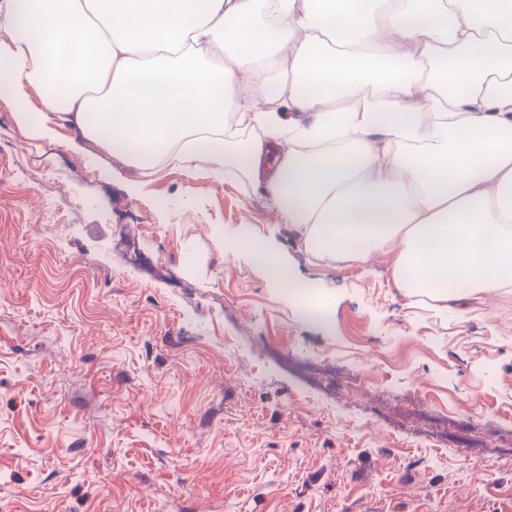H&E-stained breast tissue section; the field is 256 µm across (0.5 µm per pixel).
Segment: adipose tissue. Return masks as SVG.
<instances>
[{
	"label": "adipose tissue",
	"instance_id": "ef3b65f1",
	"mask_svg": "<svg viewBox=\"0 0 512 512\" xmlns=\"http://www.w3.org/2000/svg\"><path fill=\"white\" fill-rule=\"evenodd\" d=\"M65 3L0 0V89L42 131L217 178L236 148L310 250L394 245L438 298L512 288V0Z\"/></svg>",
	"mask_w": 512,
	"mask_h": 512
}]
</instances>
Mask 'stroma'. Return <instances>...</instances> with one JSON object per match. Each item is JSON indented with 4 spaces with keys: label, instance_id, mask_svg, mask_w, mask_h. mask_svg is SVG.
Returning a JSON list of instances; mask_svg holds the SVG:
<instances>
[{
    "label": "stroma",
    "instance_id": "obj_1",
    "mask_svg": "<svg viewBox=\"0 0 512 512\" xmlns=\"http://www.w3.org/2000/svg\"><path fill=\"white\" fill-rule=\"evenodd\" d=\"M509 317L512 288L404 293L387 245L311 252L234 164L136 175L0 90V512H512Z\"/></svg>",
    "mask_w": 512,
    "mask_h": 512
}]
</instances>
